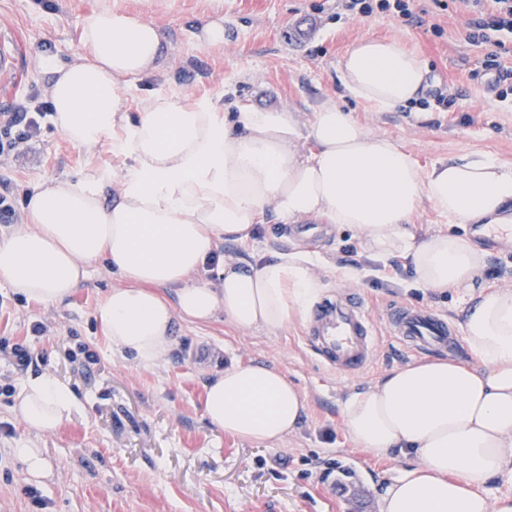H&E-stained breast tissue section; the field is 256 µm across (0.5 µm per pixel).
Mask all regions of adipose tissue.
<instances>
[{
    "instance_id": "ef3b65f1",
    "label": "adipose tissue",
    "mask_w": 512,
    "mask_h": 512,
    "mask_svg": "<svg viewBox=\"0 0 512 512\" xmlns=\"http://www.w3.org/2000/svg\"><path fill=\"white\" fill-rule=\"evenodd\" d=\"M82 50L45 59L52 121L73 144L112 140L124 168L105 200L108 172L93 170L36 187L22 224L0 239V280L29 300L55 303L103 262L118 280L99 310L119 353L144 366L167 359L176 322L222 317L240 329L277 331L309 314L321 290L304 253L256 262L218 257L246 243L266 212L277 222L321 220L352 227L374 255L404 258L425 286L469 287L484 256L439 230L416 239L423 206L452 224L512 223V163L463 152L421 169L391 139L358 124L335 102L303 119L291 109L240 107L140 91L159 69L165 34L155 22L105 7L81 21ZM356 98L385 112L415 100L422 59L396 39L365 37L339 63ZM312 141L303 150V141ZM214 267L215 282L191 283ZM171 289L174 299L163 296ZM465 341L478 363L441 357L393 369L343 408L358 446L397 454L409 466L381 492V512H512L492 479L512 474V289H491L463 309ZM71 387L49 374L27 378L13 409L38 432L81 411ZM307 400L278 369L235 365L206 386L204 413L218 430L276 444L302 421Z\"/></svg>"
}]
</instances>
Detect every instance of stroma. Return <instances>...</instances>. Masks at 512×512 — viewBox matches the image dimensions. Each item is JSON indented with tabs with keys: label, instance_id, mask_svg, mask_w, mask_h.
<instances>
[{
	"label": "stroma",
	"instance_id": "35a3bbf8",
	"mask_svg": "<svg viewBox=\"0 0 512 512\" xmlns=\"http://www.w3.org/2000/svg\"><path fill=\"white\" fill-rule=\"evenodd\" d=\"M102 0H0V27L17 35L23 76L9 107L20 97L45 92L52 75L44 59L69 62L80 49V20ZM113 5L156 21L166 44L160 71L137 79L145 90L176 91L195 99L222 96L224 109L239 105L285 107L313 112L332 100L371 132L397 141L422 168L463 151H482L512 163V95L499 98L487 87L491 60L512 70V37L503 47L475 45L468 18L435 0H410L411 18L376 12L352 14L341 0H212L224 19V44L200 46L201 0H112ZM364 37H396L428 67L422 96L408 105L377 112L343 87L338 63ZM92 169L120 174L109 144L87 149L71 143L44 120L40 136L17 162H0L18 195L38 185ZM484 262L472 289L440 291L416 281L409 269L395 271L394 258L373 257L349 227L331 224L323 237L300 225L267 220L245 244L221 245V255L267 259L305 252L319 266L324 297L355 292L366 304L377 333L373 362L362 372L328 368L309 343L307 320L277 332L243 330L221 319L177 323L170 358L145 367L115 355L98 311L116 283L99 263L86 281L59 304L29 301L0 281V512H379L378 493L405 465L357 447L343 424L348 398L366 390L415 354L387 333L395 305L426 307L462 325L473 292L512 287V246L480 242ZM354 267L357 282L339 283L338 266ZM45 324L35 334L34 324ZM31 357L17 368L9 348ZM97 364L75 370L81 347ZM260 362L279 369L307 399L297 432L270 446L235 438L213 428L204 416V385L231 362ZM67 381L82 397L81 413L57 430L36 433L12 412L15 392L31 374ZM43 449L49 478H27L12 456L15 448ZM42 506H34L29 490Z\"/></svg>",
	"mask_w": 512,
	"mask_h": 512
}]
</instances>
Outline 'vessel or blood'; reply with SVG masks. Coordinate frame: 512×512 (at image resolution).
I'll return each instance as SVG.
<instances>
[{
    "instance_id": "b4317fda",
    "label": "vessel or blood",
    "mask_w": 512,
    "mask_h": 512,
    "mask_svg": "<svg viewBox=\"0 0 512 512\" xmlns=\"http://www.w3.org/2000/svg\"><path fill=\"white\" fill-rule=\"evenodd\" d=\"M13 37L0 29V82L14 79L19 59L8 46ZM307 332L309 341L323 362L339 374L364 370L375 352L374 330L361 298L352 297L316 307ZM389 324L393 335L408 348L430 350L450 347L451 329L447 318L418 307L391 309Z\"/></svg>"
}]
</instances>
